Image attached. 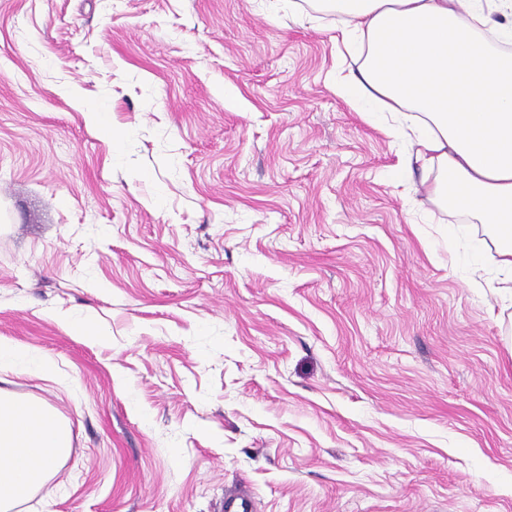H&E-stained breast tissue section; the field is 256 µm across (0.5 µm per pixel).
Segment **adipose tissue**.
<instances>
[{"label": "adipose tissue", "mask_w": 512, "mask_h": 512, "mask_svg": "<svg viewBox=\"0 0 512 512\" xmlns=\"http://www.w3.org/2000/svg\"><path fill=\"white\" fill-rule=\"evenodd\" d=\"M359 59L336 92L405 135L439 205L476 215L512 291V0H314ZM71 450L49 406L0 390V512H15Z\"/></svg>", "instance_id": "adipose-tissue-1"}]
</instances>
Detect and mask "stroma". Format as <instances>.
<instances>
[{
  "label": "stroma",
  "mask_w": 512,
  "mask_h": 512,
  "mask_svg": "<svg viewBox=\"0 0 512 512\" xmlns=\"http://www.w3.org/2000/svg\"><path fill=\"white\" fill-rule=\"evenodd\" d=\"M288 0H0V372L72 448L16 512H512V302ZM33 360V353L25 346L18 343L0 342L1 370L27 366Z\"/></svg>",
  "instance_id": "1"
}]
</instances>
